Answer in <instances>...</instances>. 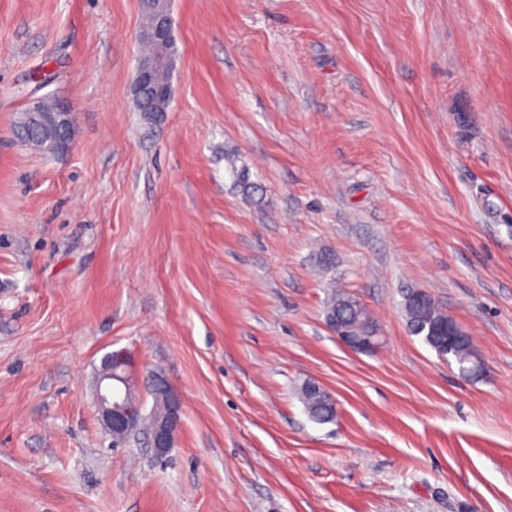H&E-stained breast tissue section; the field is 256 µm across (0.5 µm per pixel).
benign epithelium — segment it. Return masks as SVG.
Segmentation results:
<instances>
[{"label":"benign epithelium","instance_id":"benign-epithelium-1","mask_svg":"<svg viewBox=\"0 0 512 512\" xmlns=\"http://www.w3.org/2000/svg\"><path fill=\"white\" fill-rule=\"evenodd\" d=\"M152 14V21L140 28L139 42H152L164 46L173 37L174 18L169 0H143ZM166 64L159 55L149 60H139L131 84L132 95L150 82L153 71ZM25 129L29 132H43L44 147L51 151L67 148L72 140L74 119L71 109L61 103H54L50 109L37 102L24 113ZM362 304L352 298L336 312L327 315L326 323L336 338L348 349L357 353H372L380 345L379 330L364 333L353 317V310ZM128 356L122 351L108 354L101 362L96 404L103 427L114 439L124 437L128 432L150 421V446L159 458L166 456L174 446L181 423L182 403L176 388L161 374L151 375L149 394L153 404L149 413L137 393V383L127 371Z\"/></svg>","mask_w":512,"mask_h":512}]
</instances>
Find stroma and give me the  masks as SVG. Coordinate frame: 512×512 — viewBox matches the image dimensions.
Segmentation results:
<instances>
[{"label":"stroma","instance_id":"1","mask_svg":"<svg viewBox=\"0 0 512 512\" xmlns=\"http://www.w3.org/2000/svg\"><path fill=\"white\" fill-rule=\"evenodd\" d=\"M172 9L139 112L141 0H0V512H512V0ZM49 93L57 154L16 128ZM334 287L377 351L327 327ZM413 290L475 374L409 333ZM113 351L182 396L163 461L101 425ZM174 44L175 43H174V39H173L167 49V55L169 57V67L166 70L157 71L153 75L152 83L150 85L152 88L151 89L152 93L145 95V97L143 98V102H139L137 100V110L139 112H142L143 110L151 111V112L167 111L168 102L166 100H168L170 102V99L172 96V86H171L170 80L168 82V79L170 77V70H171L172 64H173V56L175 54ZM155 89H158L156 91L158 96L164 98L165 100L161 99V98H157L153 94ZM166 65V60L164 55H159L153 59L142 60L139 59L135 75L131 84V92L132 95L137 99L138 92L141 88H143L146 84L150 82V77L153 71L159 67ZM24 118V128L30 133H47L43 138L46 149L59 151L69 146L74 119L73 112L68 106L56 102L51 109H45L42 102L38 101L24 113ZM448 336H452L448 340V361L450 359L454 360L459 370L464 374L475 372L473 366H467V364L474 362L470 336L462 329L459 335L456 336V329L452 326L448 327ZM304 384L299 389V395L308 415L317 422L325 423L332 421L336 415V401L333 396L328 393L331 404L335 406V410L331 407L330 403L324 402L323 394H310L306 392Z\"/></svg>","mask_w":512,"mask_h":512}]
</instances>
